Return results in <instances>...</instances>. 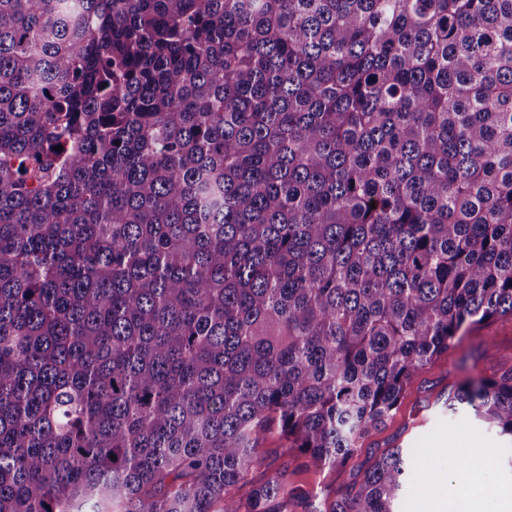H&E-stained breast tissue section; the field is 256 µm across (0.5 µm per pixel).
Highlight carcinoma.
I'll list each match as a JSON object with an SVG mask.
<instances>
[{"label": "carcinoma", "instance_id": "cac0c4a2", "mask_svg": "<svg viewBox=\"0 0 512 512\" xmlns=\"http://www.w3.org/2000/svg\"><path fill=\"white\" fill-rule=\"evenodd\" d=\"M505 315L512 0H0V512H286ZM256 452L260 457L264 458L265 465L253 474L254 483L265 481L270 474L288 465V448H283L282 441L276 430L268 434L266 438L260 442L258 448H256Z\"/></svg>", "mask_w": 512, "mask_h": 512}]
</instances>
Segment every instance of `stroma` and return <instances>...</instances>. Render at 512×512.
<instances>
[{
    "label": "stroma",
    "mask_w": 512,
    "mask_h": 512,
    "mask_svg": "<svg viewBox=\"0 0 512 512\" xmlns=\"http://www.w3.org/2000/svg\"><path fill=\"white\" fill-rule=\"evenodd\" d=\"M512 368V316L473 328L448 354L428 365L408 387L396 413L360 445L346 470L311 461L290 480L296 496L288 512H325L342 487L360 480L373 458L390 448L413 452L400 512H448L449 500L472 489L475 512H494V492L512 490V440L466 412L448 413L449 392L461 382L494 377ZM459 453L481 456L472 475L450 467Z\"/></svg>",
    "instance_id": "stroma-1"
}]
</instances>
